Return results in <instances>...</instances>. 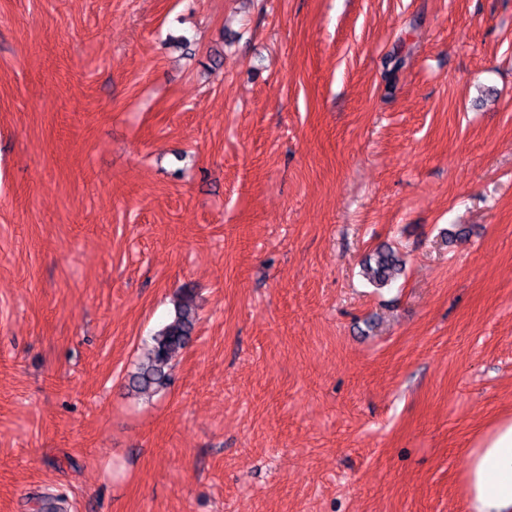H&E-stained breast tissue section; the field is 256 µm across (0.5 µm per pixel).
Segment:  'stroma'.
I'll list each match as a JSON object with an SVG mask.
<instances>
[{
  "label": "stroma",
  "mask_w": 512,
  "mask_h": 512,
  "mask_svg": "<svg viewBox=\"0 0 512 512\" xmlns=\"http://www.w3.org/2000/svg\"><path fill=\"white\" fill-rule=\"evenodd\" d=\"M510 417L512 0H0V512H470ZM404 263L390 247L373 250L362 264V274L376 288H384L395 282L404 271ZM193 296L183 292L170 321L147 340V353L128 375L126 387L135 394L157 393L168 385L176 357L191 340L197 322Z\"/></svg>",
  "instance_id": "stroma-1"
}]
</instances>
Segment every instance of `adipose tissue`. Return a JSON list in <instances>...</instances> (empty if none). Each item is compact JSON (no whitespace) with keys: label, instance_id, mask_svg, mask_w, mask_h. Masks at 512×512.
Masks as SVG:
<instances>
[{"label":"adipose tissue","instance_id":"1","mask_svg":"<svg viewBox=\"0 0 512 512\" xmlns=\"http://www.w3.org/2000/svg\"><path fill=\"white\" fill-rule=\"evenodd\" d=\"M465 484L471 512H512V419L494 426L469 454Z\"/></svg>","mask_w":512,"mask_h":512}]
</instances>
